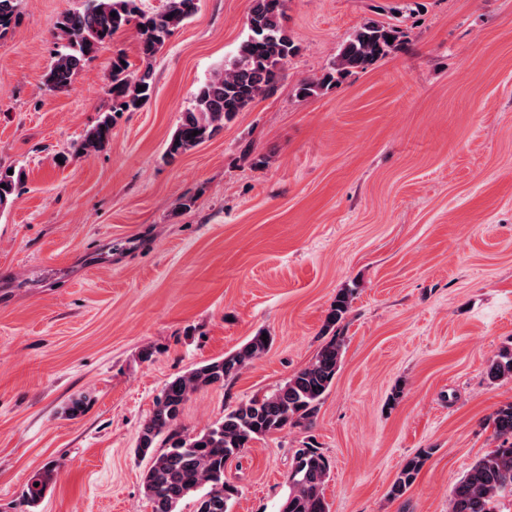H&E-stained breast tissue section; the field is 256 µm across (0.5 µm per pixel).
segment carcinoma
Masks as SVG:
<instances>
[{
	"label": "carcinoma",
	"instance_id": "cac0c4a2",
	"mask_svg": "<svg viewBox=\"0 0 512 512\" xmlns=\"http://www.w3.org/2000/svg\"><path fill=\"white\" fill-rule=\"evenodd\" d=\"M20 2L0 0V37L16 25ZM198 2L167 0L162 11L146 13L136 0H85L81 10L67 12L55 23L61 45L45 74L44 89L53 93L69 90L74 76L87 62L111 43L117 32L132 24L137 28L140 55L145 60L153 58L169 36L197 12ZM284 18L285 0H252L246 39L233 60L198 88L193 106L183 112L170 138L169 157L202 144L258 97L276 89L284 66L298 51ZM405 44V33L398 25L368 20L340 47L327 71L299 83L297 94L308 97L337 87L350 75L371 70ZM140 86L145 90L137 91ZM153 90L150 70H132L123 56L113 58L107 88L112 101L110 112L86 134L75 152L88 155L102 149L112 137L115 115L139 109ZM21 175V171L10 175L6 169L0 170V212L12 206ZM351 303L350 294L336 295L323 325V332L330 338L312 362L276 390L225 408L224 418L205 430L189 434L177 428L190 396L216 384H230L243 368L266 354L271 339H263L259 332L238 350L204 362L166 385L137 439V452L151 456L142 486L153 512H179V504L191 496L195 497L194 512H229L238 489L224 478L227 463L275 431L313 424L340 367L344 340L339 327ZM487 375L494 382L512 381V349L492 360ZM488 422L493 427L496 448L479 458L456 484L448 512H494L498 498L512 493V402L495 409ZM424 461L419 455L404 463L389 491L391 500L405 495ZM292 470L281 512H329L325 485L332 463L314 439L294 450ZM46 482L47 477L39 475L29 480L18 503L19 512H36Z\"/></svg>",
	"mask_w": 512,
	"mask_h": 512
}]
</instances>
